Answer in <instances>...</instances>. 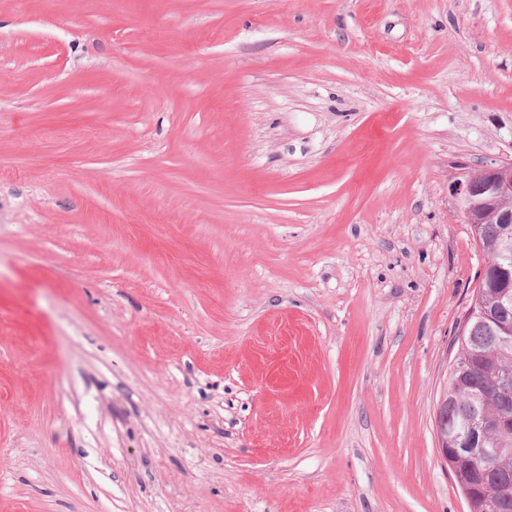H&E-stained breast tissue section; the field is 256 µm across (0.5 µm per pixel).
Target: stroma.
<instances>
[{"label":"stroma","mask_w":512,"mask_h":512,"mask_svg":"<svg viewBox=\"0 0 512 512\" xmlns=\"http://www.w3.org/2000/svg\"><path fill=\"white\" fill-rule=\"evenodd\" d=\"M508 159L512 0H0V512H468ZM451 185L462 219L475 230L481 224L480 239L475 243L497 245L503 224H512V160L472 168L460 163ZM495 220L496 224L489 220ZM499 288H483L480 285L473 289L470 306L484 316L474 318L455 337L457 352L454 362L464 371V376L457 378L450 368L448 388L443 395L447 400L446 411L442 417L443 426L447 431H457L463 425V419L469 412L471 403L464 396V386L483 384L488 393V408L500 410L499 402L494 394L500 385L510 389L512 397V346L511 350L502 349L497 332V322L510 320L512 322L511 295L500 298L497 308L496 293ZM498 371H506L507 379H503ZM504 383V384H503Z\"/></svg>","instance_id":"obj_1"}]
</instances>
